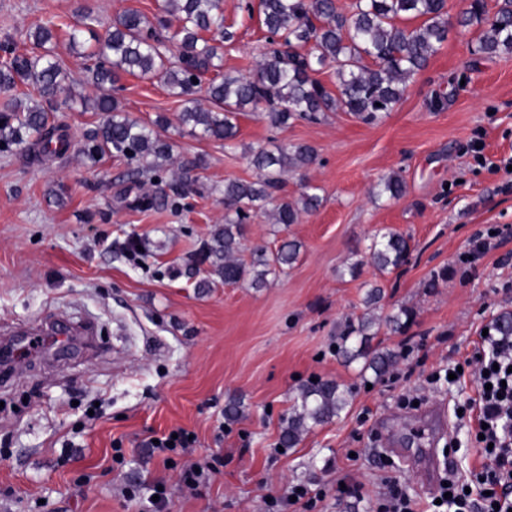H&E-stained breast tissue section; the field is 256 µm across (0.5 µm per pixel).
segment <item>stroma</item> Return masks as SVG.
I'll return each instance as SVG.
<instances>
[{
	"mask_svg": "<svg viewBox=\"0 0 512 512\" xmlns=\"http://www.w3.org/2000/svg\"><path fill=\"white\" fill-rule=\"evenodd\" d=\"M248 0H224L223 70L254 73L266 45ZM162 0H0V44L29 51L27 34L49 22H73L80 10L105 22L127 9L147 17ZM478 27H450L448 39L411 83L401 102L368 124L336 111L316 123L271 128L255 111L238 117L234 148L169 128L175 161L199 158L200 185L180 207H134L153 191L130 179L127 160L90 164L78 152L100 115L79 108L58 113L73 144L63 156L35 164L26 153L0 151V336L23 323L34 334L0 382V512H147L155 484H164L170 512H273L268 501L302 485L320 493L310 512H377L389 484L430 512L423 488L398 457L384 455L383 435L396 444L428 434L425 447L451 476L471 481L488 459L476 440L470 409L478 384L472 362L482 331L512 310V53L477 54ZM116 96L131 118L176 121L184 104L156 79L122 76ZM482 140L486 163L468 151ZM307 143L317 161L284 179L297 198L303 182L323 202L288 226L255 216L245 227L241 257L255 246L301 243L296 263L266 287L214 283L196 288L191 268L224 223L221 190L230 180L254 181L249 151ZM405 182L397 199L374 198L390 173ZM388 229L407 237V265L359 277L346 266L365 256ZM144 241L142 261L121 253L129 237ZM487 247L474 254L476 238ZM448 279L427 287L433 272ZM382 290L376 313L413 312L405 333L380 326L373 345L399 352L382 379L361 374L334 353L336 332L362 316L368 285ZM93 320L100 354L82 341L59 345L37 330L46 319ZM332 379L351 389L339 419L313 427L293 448L280 449L282 420L300 386ZM242 403L234 421L229 399ZM97 404L90 421L86 410ZM435 405L443 426L415 413ZM182 428L194 458L223 464L201 494L184 489V456L165 464L145 443ZM121 452L123 463L112 460ZM137 490L129 499L128 490Z\"/></svg>",
	"mask_w": 512,
	"mask_h": 512,
	"instance_id": "35a3bbf8",
	"label": "stroma"
}]
</instances>
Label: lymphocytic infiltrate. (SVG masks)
I'll return each instance as SVG.
<instances>
[{
  "mask_svg": "<svg viewBox=\"0 0 512 512\" xmlns=\"http://www.w3.org/2000/svg\"><path fill=\"white\" fill-rule=\"evenodd\" d=\"M478 423L484 424L489 462L483 491L471 494L459 481H449L445 503L454 512H512V336L488 333L476 353Z\"/></svg>",
  "mask_w": 512,
  "mask_h": 512,
  "instance_id": "1",
  "label": "lymphocytic infiltrate"
}]
</instances>
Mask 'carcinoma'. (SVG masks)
<instances>
[{"instance_id":"obj_1","label":"carcinoma","mask_w":512,"mask_h":512,"mask_svg":"<svg viewBox=\"0 0 512 512\" xmlns=\"http://www.w3.org/2000/svg\"><path fill=\"white\" fill-rule=\"evenodd\" d=\"M161 15L148 19L137 10L116 15L105 36L87 46L84 32H92L98 18L86 11L81 26L66 25L70 51L80 58L83 76L67 78L62 61L50 47L52 29L39 25L32 44L39 52L17 54L5 48L9 58L0 63V92L24 85L35 90L40 101L31 105L12 98L0 111V151L23 148L31 160L69 151L71 141L64 125L51 120L43 102L54 101L64 83L84 81L97 93L92 109L102 114L99 123L85 135L81 154L93 165L107 154H116L134 164L131 176L139 179L158 174L170 161L172 145L159 130L168 126L164 118L147 126L131 119L114 96L124 74L143 79L159 78L170 92L183 99L179 123L191 126L200 139L232 147L237 119L246 107L264 106L259 117L273 128H286L296 121L318 122L338 109L366 123H376L402 99L409 81L423 71L448 38L446 0H352L346 8L337 0H260L262 23L270 34L256 72L251 76L221 73L224 41L233 33L224 26L223 0H163ZM174 15L178 28L170 36L166 15ZM419 19L413 28L404 25ZM459 26L482 27L478 51L489 56L512 52V0H497L489 12L485 0H471L458 19ZM175 40L180 51L167 55L165 42ZM332 67L336 91L314 78ZM214 71L208 87L210 106L204 108L193 95V79ZM316 149L307 143L261 148L252 153L258 179L224 183V226L214 230L202 249V261L211 274L228 285L248 282L263 288L296 262L301 245L283 242L276 250L257 247L248 263L238 258L244 224L259 212L271 210L273 222L288 226L304 213L317 210L321 198L316 187L306 184L296 199L277 198L283 176L313 164ZM202 161L181 164L174 194L185 199L198 191L195 170ZM404 193V181L396 173L382 177L376 194L396 199ZM409 239L384 232L370 247L369 261L380 272H392L408 262ZM377 322L372 316L346 323L336 334V355L351 363L366 360L365 368L376 378L384 377L397 363L398 354L371 348L370 337ZM348 406V390L334 380H318L300 389L288 416L283 419L279 446L294 448L312 427L340 417Z\"/></svg>"}]
</instances>
